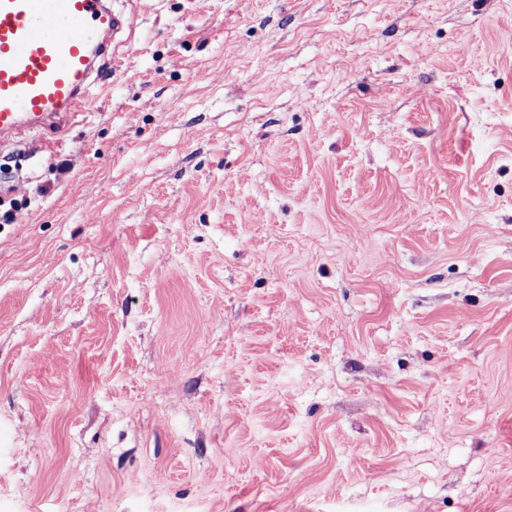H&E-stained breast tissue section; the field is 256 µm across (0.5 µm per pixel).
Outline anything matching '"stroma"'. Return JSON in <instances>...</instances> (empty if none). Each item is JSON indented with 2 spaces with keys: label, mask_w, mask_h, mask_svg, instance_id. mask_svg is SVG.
<instances>
[{
  "label": "stroma",
  "mask_w": 512,
  "mask_h": 512,
  "mask_svg": "<svg viewBox=\"0 0 512 512\" xmlns=\"http://www.w3.org/2000/svg\"><path fill=\"white\" fill-rule=\"evenodd\" d=\"M0 157V512H512V0H108Z\"/></svg>",
  "instance_id": "stroma-1"
}]
</instances>
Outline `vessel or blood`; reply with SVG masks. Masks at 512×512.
I'll use <instances>...</instances> for the list:
<instances>
[{
  "instance_id": "1",
  "label": "vessel or blood",
  "mask_w": 512,
  "mask_h": 512,
  "mask_svg": "<svg viewBox=\"0 0 512 512\" xmlns=\"http://www.w3.org/2000/svg\"><path fill=\"white\" fill-rule=\"evenodd\" d=\"M124 26L105 0H0V138L62 132L105 84Z\"/></svg>"
}]
</instances>
